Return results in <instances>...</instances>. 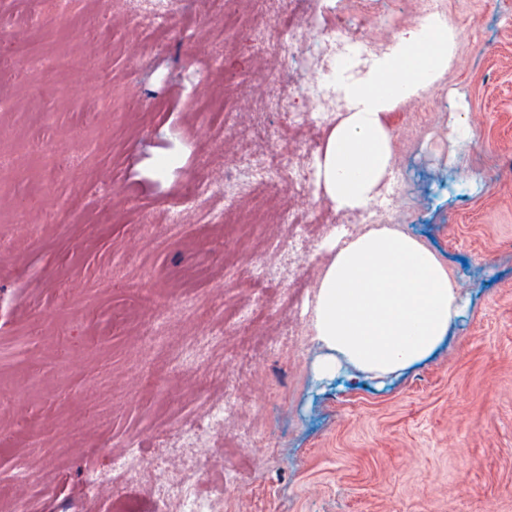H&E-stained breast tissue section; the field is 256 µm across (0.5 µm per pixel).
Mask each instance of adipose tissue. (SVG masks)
<instances>
[{"label":"adipose tissue","mask_w":512,"mask_h":512,"mask_svg":"<svg viewBox=\"0 0 512 512\" xmlns=\"http://www.w3.org/2000/svg\"><path fill=\"white\" fill-rule=\"evenodd\" d=\"M454 34L431 14L394 38L361 75L343 78L347 110L317 159V178L340 211L367 208L392 170L388 117L419 97L448 68ZM310 329L324 354L320 376L343 368L388 378L426 360L465 307L447 266L423 242L392 224L348 238L332 231Z\"/></svg>","instance_id":"1"}]
</instances>
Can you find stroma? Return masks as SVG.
Wrapping results in <instances>:
<instances>
[{
    "instance_id": "obj_1",
    "label": "stroma",
    "mask_w": 512,
    "mask_h": 512,
    "mask_svg": "<svg viewBox=\"0 0 512 512\" xmlns=\"http://www.w3.org/2000/svg\"><path fill=\"white\" fill-rule=\"evenodd\" d=\"M455 32L447 71L390 115L398 227L433 248L467 305L441 347L402 374L315 377L309 329L321 244L336 211L315 172L224 216L240 157L317 158L330 125L292 126L267 95L304 111L314 69L288 65L294 19L274 0H71L46 31L71 72H22L0 88V471L31 512H175L159 487L199 462L222 512H512V0H446ZM320 22L350 20L373 47L415 25L426 0H307ZM272 37L264 51L256 26ZM237 110L225 115L224 100ZM475 134L450 135L454 114ZM311 220L289 252L276 217ZM155 233L141 237V219ZM277 278L245 272L260 261ZM281 336L265 355L235 321ZM234 385L238 406L204 448L181 431L207 420ZM141 449L138 474L114 461ZM122 499H115L114 488Z\"/></svg>"
}]
</instances>
